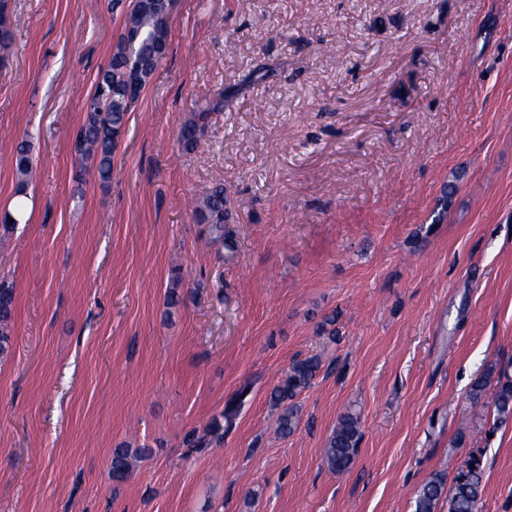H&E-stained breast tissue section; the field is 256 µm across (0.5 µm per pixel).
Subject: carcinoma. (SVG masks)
<instances>
[{
	"label": "carcinoma",
	"instance_id": "cac0c4a2",
	"mask_svg": "<svg viewBox=\"0 0 512 512\" xmlns=\"http://www.w3.org/2000/svg\"><path fill=\"white\" fill-rule=\"evenodd\" d=\"M14 9L11 0H0V57L11 55L13 48ZM136 29L139 42L132 47L126 40L125 31ZM169 37V15L163 8L151 12L142 10L138 0H131L123 21L122 33L112 51L107 66L96 79L94 94L87 108V119L75 136L73 150L81 161H89L106 183L112 176V162L119 141L125 133L126 116L140 93L128 90L127 63L136 57L142 64L140 87H145L153 77L159 62L166 54ZM220 102L205 106L194 118L185 123L179 133V141L187 150L198 143L199 132L209 121L210 113ZM14 168L18 178L26 180L33 169L30 145L21 142L15 151ZM227 190L216 184L195 200L194 213L199 223L205 225L204 233L211 244L224 243V221L228 215ZM14 292L0 287V358L8 356L12 345ZM317 357L293 361L285 370L281 380L270 394V403L278 410L275 427L277 433L288 435L297 428L299 415L294 403L296 396L308 388L320 370ZM494 369L471 386L469 398L472 404L484 399L487 389L491 393V407L494 414L493 426L505 425L512 421V379L498 374ZM237 409L229 405L222 413V420H214L203 435L192 434L186 443L192 448H207L224 440V427L232 424ZM361 438L360 415L348 411L341 415L336 428L330 435L325 449L324 465L331 471L341 472L350 468L358 452ZM145 448H116L112 452L110 473L112 480L122 482L129 476L134 462L146 455ZM487 492L484 481L483 458L472 453L457 467L451 487H446L444 477L435 474L419 489L415 499V512H437L440 503L448 505V512H472L474 505Z\"/></svg>",
	"mask_w": 512,
	"mask_h": 512
}]
</instances>
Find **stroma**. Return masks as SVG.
<instances>
[{
  "instance_id": "stroma-1",
  "label": "stroma",
  "mask_w": 512,
  "mask_h": 512,
  "mask_svg": "<svg viewBox=\"0 0 512 512\" xmlns=\"http://www.w3.org/2000/svg\"><path fill=\"white\" fill-rule=\"evenodd\" d=\"M12 3L0 213L32 210L0 248V512H414L473 451L482 512H512V422L468 397L512 376V0H177L105 184L73 141L127 0ZM219 183L223 246L192 208ZM315 355L279 436L269 393ZM235 399L222 442L186 446ZM350 410L358 453L333 472ZM121 445L149 453L118 483ZM220 105L216 101L205 106L200 112L194 115V118L185 123L179 133V141L187 150H193L198 143L199 132L202 131L209 121L210 113L214 112ZM14 292L0 287V358L7 357L12 345ZM361 438L360 415L347 411L339 418L325 449L324 465L334 472L345 471L353 464Z\"/></svg>"
}]
</instances>
